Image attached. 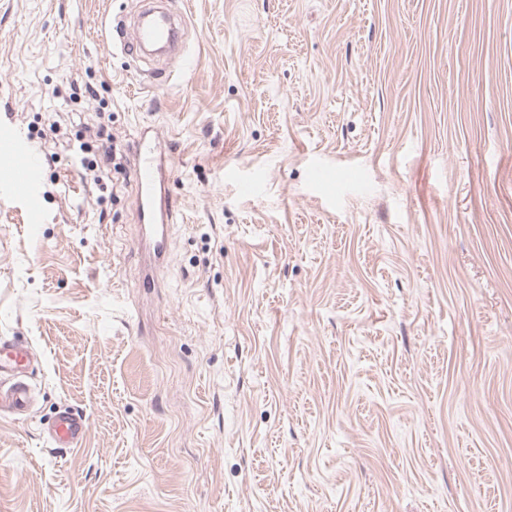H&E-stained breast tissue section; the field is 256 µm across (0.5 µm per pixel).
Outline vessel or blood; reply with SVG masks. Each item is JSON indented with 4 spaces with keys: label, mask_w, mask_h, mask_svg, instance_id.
<instances>
[{
    "label": "vessel or blood",
    "mask_w": 512,
    "mask_h": 512,
    "mask_svg": "<svg viewBox=\"0 0 512 512\" xmlns=\"http://www.w3.org/2000/svg\"><path fill=\"white\" fill-rule=\"evenodd\" d=\"M175 39L173 27L165 19L145 17L141 32L135 41L126 45L127 51H142L148 45H166ZM9 148L12 162L0 173V193L35 201L38 198V174L42 160L37 152L16 131H5L0 136ZM157 136L152 129H144L136 145L135 174L138 184L137 217L141 227V244L155 259H162L169 243V224L172 207L165 191L169 168L165 154L158 152ZM32 361L30 348L15 340L0 341V411L13 416L28 412L32 395L26 382ZM88 430L84 414L65 409L60 411L48 428L50 441L61 448L80 445Z\"/></svg>",
    "instance_id": "b4317fda"
}]
</instances>
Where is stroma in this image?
<instances>
[{"instance_id":"35a3bbf8","label":"stroma","mask_w":512,"mask_h":512,"mask_svg":"<svg viewBox=\"0 0 512 512\" xmlns=\"http://www.w3.org/2000/svg\"><path fill=\"white\" fill-rule=\"evenodd\" d=\"M163 3L181 46L140 60L109 30L144 0H0V128L43 158L0 195V340L35 359L0 512H512V0ZM157 135L145 128L136 145L135 174L138 184V223L141 227V244L152 254L159 266L169 243V224H172V207L165 191L169 168L165 154L158 152ZM98 136L101 137L100 140L104 141L101 142V152L99 154V156H101V159L104 163L103 166H100L99 162L97 161V159H93V160H87L86 157H82L80 159V163L84 166V168L90 172L93 173V181L95 182V184H100V182L104 181L105 178H107L108 176V173L105 171L108 166H110L112 164V159H113V153H112V144H109L107 145V143H109L112 138L108 135L106 140H104L102 138L103 136V131L100 130L98 132ZM87 430V418L84 414L65 409L55 416L48 428V436L60 448H77Z\"/></svg>"}]
</instances>
